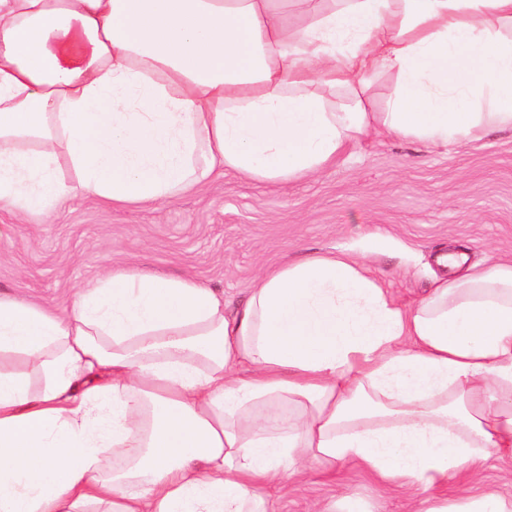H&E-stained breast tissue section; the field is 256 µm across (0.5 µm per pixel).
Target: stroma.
<instances>
[{"instance_id": "35a3bbf8", "label": "stroma", "mask_w": 512, "mask_h": 512, "mask_svg": "<svg viewBox=\"0 0 512 512\" xmlns=\"http://www.w3.org/2000/svg\"><path fill=\"white\" fill-rule=\"evenodd\" d=\"M465 251L468 266L512 260V130L448 147L385 134L347 146L321 171L284 182L235 172L152 204L75 197L15 216L0 209V296L56 312L120 268L189 278L244 302L266 270L312 254H345L403 307ZM274 512H313L350 494L378 512H420L421 494L343 464L269 489Z\"/></svg>"}]
</instances>
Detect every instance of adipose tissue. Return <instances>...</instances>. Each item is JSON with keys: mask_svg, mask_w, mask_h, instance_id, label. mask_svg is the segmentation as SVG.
I'll return each mask as SVG.
<instances>
[{"mask_svg": "<svg viewBox=\"0 0 512 512\" xmlns=\"http://www.w3.org/2000/svg\"><path fill=\"white\" fill-rule=\"evenodd\" d=\"M297 2L0 0V208L286 181L379 126L443 146L512 129V0H305L294 30ZM505 457L512 262L410 309L336 254L232 309L139 268L64 314L0 298V512H271L269 483L343 461L426 491L464 476L424 512H512L470 492ZM395 86V79L390 75H379L372 79L366 91V98L371 111H386V104Z\"/></svg>", "mask_w": 512, "mask_h": 512, "instance_id": "1", "label": "adipose tissue"}]
</instances>
